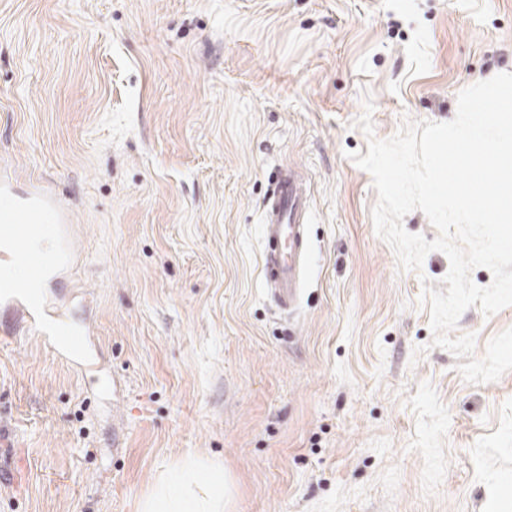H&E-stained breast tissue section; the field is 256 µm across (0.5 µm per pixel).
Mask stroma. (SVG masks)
<instances>
[{
  "label": "stroma",
  "mask_w": 512,
  "mask_h": 512,
  "mask_svg": "<svg viewBox=\"0 0 512 512\" xmlns=\"http://www.w3.org/2000/svg\"><path fill=\"white\" fill-rule=\"evenodd\" d=\"M512 72V0H0V179L69 209L51 291L101 367L0 310V512H138L179 461L224 512H487L512 483V371L466 383L423 280L375 232L350 153ZM312 189L292 311L265 284L264 201ZM512 306L461 316L475 357ZM424 347L413 357L414 347Z\"/></svg>",
  "instance_id": "stroma-1"
}]
</instances>
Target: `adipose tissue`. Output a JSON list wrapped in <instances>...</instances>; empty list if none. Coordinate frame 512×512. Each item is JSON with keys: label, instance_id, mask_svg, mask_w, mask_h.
<instances>
[{"label": "adipose tissue", "instance_id": "adipose-tissue-1", "mask_svg": "<svg viewBox=\"0 0 512 512\" xmlns=\"http://www.w3.org/2000/svg\"><path fill=\"white\" fill-rule=\"evenodd\" d=\"M175 469L172 480L142 501L141 512H224L229 487L222 465L187 458Z\"/></svg>", "mask_w": 512, "mask_h": 512}]
</instances>
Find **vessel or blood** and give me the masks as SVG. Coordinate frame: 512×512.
I'll use <instances>...</instances> for the list:
<instances>
[{
    "mask_svg": "<svg viewBox=\"0 0 512 512\" xmlns=\"http://www.w3.org/2000/svg\"><path fill=\"white\" fill-rule=\"evenodd\" d=\"M70 217L51 189L33 184L17 191L0 181V307L27 326L55 355L83 365L85 334L74 329L46 298L33 297L31 282L55 277L74 254ZM309 204L297 173L282 170L264 211V277L280 310L292 308L300 292L309 249Z\"/></svg>",
    "mask_w": 512,
    "mask_h": 512,
    "instance_id": "b4317fda",
    "label": "vessel or blood"
}]
</instances>
